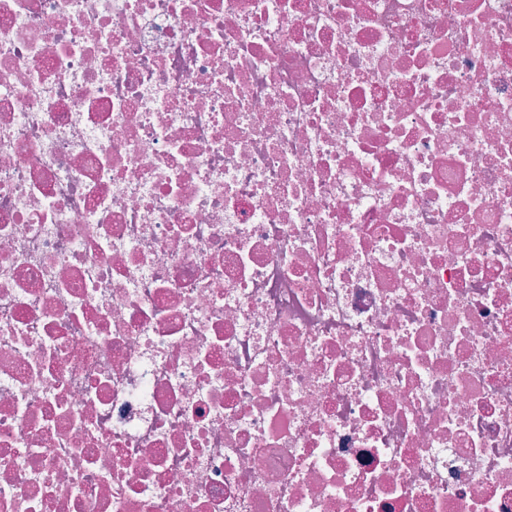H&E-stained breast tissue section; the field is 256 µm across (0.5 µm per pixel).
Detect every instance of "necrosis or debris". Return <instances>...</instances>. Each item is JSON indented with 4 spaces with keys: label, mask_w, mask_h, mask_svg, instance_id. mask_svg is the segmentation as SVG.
Instances as JSON below:
<instances>
[{
    "label": "necrosis or debris",
    "mask_w": 512,
    "mask_h": 512,
    "mask_svg": "<svg viewBox=\"0 0 512 512\" xmlns=\"http://www.w3.org/2000/svg\"><path fill=\"white\" fill-rule=\"evenodd\" d=\"M0 512H512V0H0Z\"/></svg>",
    "instance_id": "necrosis-or-debris-1"
}]
</instances>
